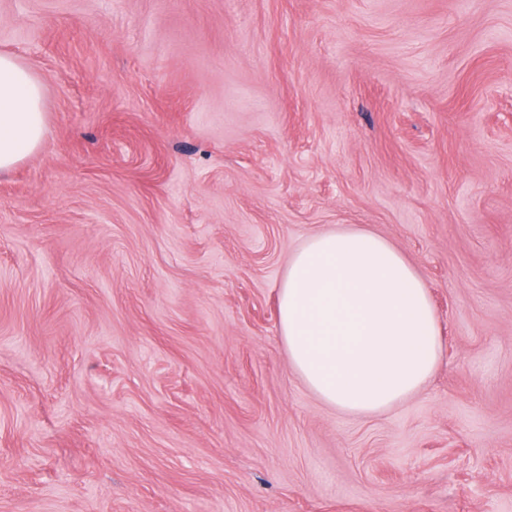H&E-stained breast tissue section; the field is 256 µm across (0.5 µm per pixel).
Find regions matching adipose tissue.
<instances>
[{
    "mask_svg": "<svg viewBox=\"0 0 512 512\" xmlns=\"http://www.w3.org/2000/svg\"><path fill=\"white\" fill-rule=\"evenodd\" d=\"M45 135L43 85L0 55V173ZM288 360L320 400L350 414L385 411L434 374L442 345L429 289L383 237L339 227L306 240L279 292Z\"/></svg>",
    "mask_w": 512,
    "mask_h": 512,
    "instance_id": "adipose-tissue-1",
    "label": "adipose tissue"
}]
</instances>
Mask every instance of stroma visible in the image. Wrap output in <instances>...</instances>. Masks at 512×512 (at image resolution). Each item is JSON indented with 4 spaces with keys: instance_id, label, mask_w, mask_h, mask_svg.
Here are the masks:
<instances>
[{
    "instance_id": "1",
    "label": "stroma",
    "mask_w": 512,
    "mask_h": 512,
    "mask_svg": "<svg viewBox=\"0 0 512 512\" xmlns=\"http://www.w3.org/2000/svg\"><path fill=\"white\" fill-rule=\"evenodd\" d=\"M0 512H512V0H0ZM356 225L442 361L322 403L278 297ZM45 135L43 85L22 64L0 55V173L33 153Z\"/></svg>"
}]
</instances>
